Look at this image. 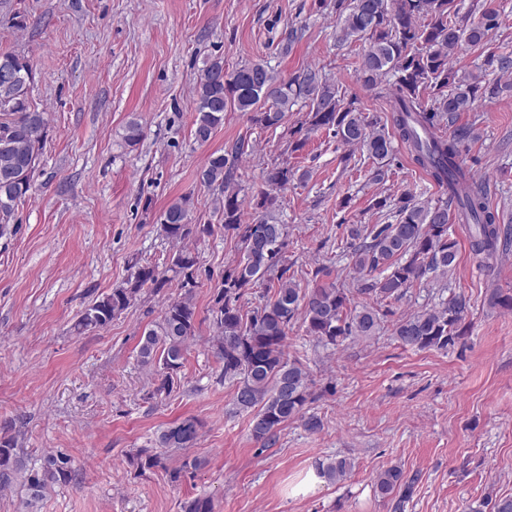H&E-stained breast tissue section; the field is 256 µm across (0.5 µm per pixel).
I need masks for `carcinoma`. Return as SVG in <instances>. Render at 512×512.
Returning a JSON list of instances; mask_svg holds the SVG:
<instances>
[{"mask_svg": "<svg viewBox=\"0 0 512 512\" xmlns=\"http://www.w3.org/2000/svg\"><path fill=\"white\" fill-rule=\"evenodd\" d=\"M333 9L338 41L363 43L358 79L386 100L389 115L364 113L358 99L342 96L336 81L319 70L307 69L285 79L266 62L238 64L230 70L224 58L217 56L205 62L197 81L194 141L208 142L228 111L251 112L255 123L275 130L302 101L308 111L290 130L291 151L303 149L307 133L325 129L337 142L365 152L376 164L375 177L380 179L383 167L396 161L395 143L400 142L412 164L444 189L445 196L419 201L405 191L396 198L374 199L373 207L388 210L393 221L371 227L346 225L357 274L353 287L332 278L329 266L318 265L308 272L311 286L303 288L286 263L288 225L279 218L278 197L269 190L249 199L242 194L236 172L247 149L245 142L209 156L199 181L213 192V214L239 253L224 267L223 287L211 299L212 349L222 363L224 381L235 385V406L254 411L252 436L265 444L291 421H302L311 432L323 427L320 417L307 413L313 398L306 370L299 359L290 360L285 352L288 332L296 323L317 343L335 346L350 336L370 338L389 322L392 335L402 345L446 351L467 336L470 303L466 296L454 294L437 306L392 322L388 317L394 312L377 305L402 299L409 288L429 276L448 281L459 251L458 240L450 232L457 220L468 225L474 254L488 259L512 238V229L500 224L498 212L490 207L486 192L473 180L461 156L458 144L470 130L461 128L450 139L434 132L442 120L471 111L482 98L512 95L511 80L491 85L484 83L483 76L489 69L511 74V56L489 54L476 73H461L450 65L452 58L484 44L500 27L499 9L485 2L465 10L460 0H334ZM5 67L14 71L15 79L0 80V236L11 231L15 206L32 189L48 124L46 113L29 101V61L1 52L0 70ZM428 89L433 94L429 103L423 98ZM144 137L141 123L134 119L127 124V146L139 145ZM298 177L305 174L279 164L267 171L266 183L281 189ZM247 206L252 210L248 220ZM192 209L191 197L182 196L159 214L157 223L164 237L176 245L164 270L133 264L125 282L93 300L74 324L79 334L104 329L135 304L143 289L159 293L177 281L180 296L165 303L159 319L138 343V361L156 367L155 395L168 396L173 391L187 345L197 331L199 257L186 242L211 235L213 225L194 223ZM262 282L272 295L244 310V297ZM354 293L368 302L359 308L351 306ZM490 305L512 311V291L493 289ZM200 427L199 420L187 417L160 432L158 448H189ZM128 462L140 474L162 468L173 482L199 467L197 460L186 459L169 469L157 448H137L129 453ZM354 467L351 459L336 458L321 464L320 474L338 483ZM73 472L71 457L62 451L47 455L39 466L29 464L11 427L0 428V487L22 478L33 506L48 487L70 482ZM374 485L400 512L412 495L414 481L406 479L400 467L391 466L377 473ZM182 509L213 512V504L200 496L184 502Z\"/></svg>", "mask_w": 512, "mask_h": 512, "instance_id": "obj_1", "label": "carcinoma"}]
</instances>
